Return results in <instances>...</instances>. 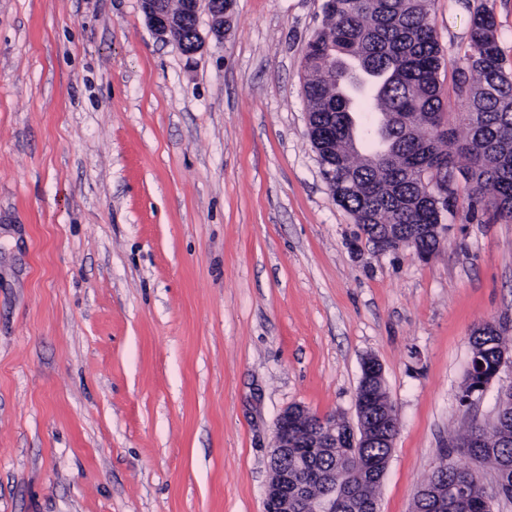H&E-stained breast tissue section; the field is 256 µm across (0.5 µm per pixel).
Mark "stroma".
<instances>
[{"label": "stroma", "mask_w": 512, "mask_h": 512, "mask_svg": "<svg viewBox=\"0 0 512 512\" xmlns=\"http://www.w3.org/2000/svg\"><path fill=\"white\" fill-rule=\"evenodd\" d=\"M324 0H236L223 42H159L140 0H0V512H264L279 414L398 415L378 503L412 512L471 333L512 339V223L466 199L427 261L380 252L307 137ZM475 0H432L445 59Z\"/></svg>", "instance_id": "35a3bbf8"}]
</instances>
